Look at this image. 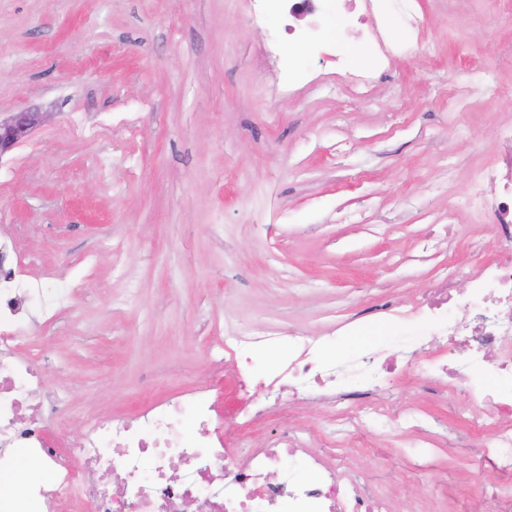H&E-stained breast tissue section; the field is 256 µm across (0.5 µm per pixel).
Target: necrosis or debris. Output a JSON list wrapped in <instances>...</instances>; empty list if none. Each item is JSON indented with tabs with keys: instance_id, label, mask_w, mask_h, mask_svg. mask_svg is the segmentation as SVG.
Returning <instances> with one entry per match:
<instances>
[{
	"instance_id": "necrosis-or-debris-1",
	"label": "necrosis or debris",
	"mask_w": 512,
	"mask_h": 512,
	"mask_svg": "<svg viewBox=\"0 0 512 512\" xmlns=\"http://www.w3.org/2000/svg\"><path fill=\"white\" fill-rule=\"evenodd\" d=\"M420 0H311V24L293 42L323 51L337 69L356 68L368 86L369 62L391 60L423 45ZM397 18L401 31L388 25ZM366 49L351 58L349 42ZM502 189L488 194L494 172L478 173L465 205L489 215L499 240L512 243V155ZM478 265L464 303L454 297L455 273L432 281L411 310L432 332L434 347L422 362L449 395H464L476 411L482 457L496 476L480 495L512 512V259L472 254ZM41 299L43 315L73 307V295L31 279L22 266H0V471L13 467V451L28 449L42 479L0 483V512H394L389 498L362 489L348 463L310 454L294 426L279 429L263 448L237 455L225 447L209 393L196 391L150 404L134 417L88 416L82 433L58 442L47 427L62 419L63 401L48 391L42 369L24 349L30 338L27 306ZM271 353L263 378L268 394L287 389L289 401L310 400L336 412L344 426L381 423L388 436L413 434L427 447L428 416L412 407L390 411L377 404L381 387L368 371L391 372L404 359L400 342L376 341L343 358L319 336L224 338V358L247 376L256 349Z\"/></svg>"
}]
</instances>
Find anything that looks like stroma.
<instances>
[{
	"label": "stroma",
	"mask_w": 512,
	"mask_h": 512,
	"mask_svg": "<svg viewBox=\"0 0 512 512\" xmlns=\"http://www.w3.org/2000/svg\"><path fill=\"white\" fill-rule=\"evenodd\" d=\"M421 2L423 49L373 67L363 91L301 47L306 78L289 84L282 48L303 22L258 0H0V113L47 114L0 155V250L79 290L76 310L29 309L25 352L49 355L45 384L71 412L51 437L173 390L210 391L239 432L225 326L337 336L347 355L388 337L377 305L410 309L472 248L512 255L490 218L459 207L508 150L496 128L512 123V62L497 93L455 94L493 47H512V9ZM357 316L365 333L345 331ZM432 384L416 371L378 396L429 414L432 456L365 422L325 448L328 417L307 401L240 432L262 448L296 422L309 453L351 462L396 512L432 494L447 512H499L474 495L492 473L465 398Z\"/></svg>",
	"instance_id": "35a3bbf8"
}]
</instances>
